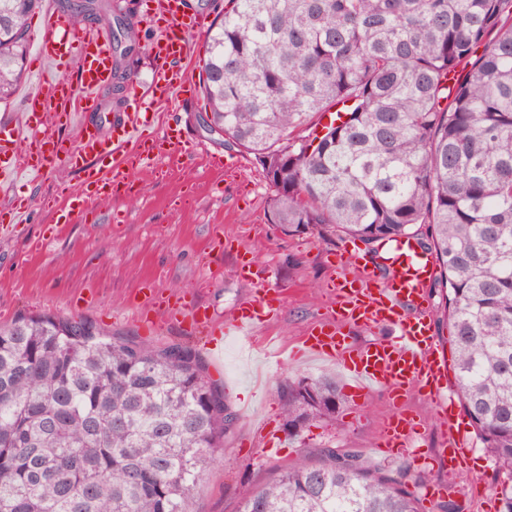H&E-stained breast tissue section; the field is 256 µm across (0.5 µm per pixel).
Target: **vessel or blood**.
Segmentation results:
<instances>
[{"label":"vessel or blood","instance_id":"obj_1","mask_svg":"<svg viewBox=\"0 0 512 512\" xmlns=\"http://www.w3.org/2000/svg\"><path fill=\"white\" fill-rule=\"evenodd\" d=\"M158 33L151 48L158 64L151 78L152 94L134 98L108 124H95L96 111L109 88L114 62L112 31L108 23L76 30L70 15L45 0L44 25L35 36L40 63L53 68L55 77H41L26 90L18 114L0 117V185L14 184L27 175L42 179L58 166L76 172L77 187L67 189L62 205L53 210L54 221L71 224L82 219L91 204L127 191L136 170L158 156H202L205 165L226 178L235 177L237 160L190 141L181 128H165L155 142L142 137L157 107L178 96L195 101L196 88L182 68L189 36L206 31V16L192 12L187 0H155L150 18ZM76 128V139L62 137V130ZM347 270L333 281L330 294L335 322L308 331L303 340L307 352L342 366L358 391L384 388L394 407L384 420L380 446L398 453L411 446L419 425L402 409V397L424 391L434 405L444 431L442 455L449 473L469 453L459 415L451 400L441 397L446 386V364L438 353L432 322L423 307L425 293L435 276L436 262L414 240L399 239L388 245L382 267L358 263L343 256ZM263 302L241 307L225 331L236 334L254 328L263 314ZM167 317H182L197 333L214 323L200 306L166 308ZM396 326L395 338L366 345L348 342L345 325Z\"/></svg>","mask_w":512,"mask_h":512}]
</instances>
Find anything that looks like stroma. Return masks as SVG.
I'll return each instance as SVG.
<instances>
[{
	"instance_id": "1",
	"label": "stroma",
	"mask_w": 512,
	"mask_h": 512,
	"mask_svg": "<svg viewBox=\"0 0 512 512\" xmlns=\"http://www.w3.org/2000/svg\"><path fill=\"white\" fill-rule=\"evenodd\" d=\"M112 12L133 23L139 40L126 59L132 73L121 93L107 91L103 110L123 111L129 98L148 87L155 65L150 44L155 36L146 18L154 0H111ZM183 129L187 138L213 150L222 137L198 123V107L187 102L163 110L146 127L161 136L166 126ZM236 180L213 188L199 157L184 158L169 179L151 173L138 176L140 193L95 203L84 222L63 224L54 239L42 242L50 221L45 206L62 185L78 177L59 168L36 183L0 186V209L23 200L21 223L0 233V324L39 314L85 318L121 336L147 345H188L205 360L210 377L222 384L239 420L217 463L192 491L194 512H237L242 486H260L280 468L312 458L318 448L351 442L375 463L410 466L425 485L449 486V499L459 512H484L481 502L498 503L500 479L475 431H468L472 452L459 475H449L440 450L443 430L430 400L406 398V408L419 422L413 449L405 455L381 452L377 440L391 405L382 391L355 395L351 378L338 364L297 350L309 329L328 322V284L344 272L336 256L346 240L328 234L286 236L269 218L272 190L261 169L240 154ZM125 214L111 223L113 212ZM252 256L253 279H241L237 264ZM182 296L205 307L217 327H225L239 307L266 296L271 307L247 336L225 342L219 336L193 333L186 325L165 321L161 312L143 304L145 294ZM335 374L344 400L345 430L316 422L300 436L283 427L279 385L288 376ZM275 433L264 449H255L257 427Z\"/></svg>"
}]
</instances>
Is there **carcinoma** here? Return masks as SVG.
<instances>
[{"mask_svg":"<svg viewBox=\"0 0 512 512\" xmlns=\"http://www.w3.org/2000/svg\"><path fill=\"white\" fill-rule=\"evenodd\" d=\"M39 0H0V100ZM108 0L70 5L82 29ZM115 88L138 31L116 18ZM201 111L273 188L275 229L411 238L435 257L465 415L512 512V0H224ZM334 121L296 136L314 116ZM288 434L344 427L336 378L279 387ZM237 414L196 350L86 319L0 325V512H192ZM409 468L321 448L240 491V512H425Z\"/></svg>","mask_w":512,"mask_h":512,"instance_id":"1","label":"carcinoma"}]
</instances>
